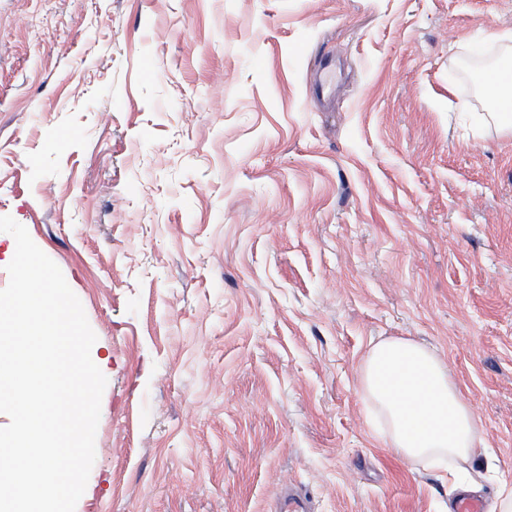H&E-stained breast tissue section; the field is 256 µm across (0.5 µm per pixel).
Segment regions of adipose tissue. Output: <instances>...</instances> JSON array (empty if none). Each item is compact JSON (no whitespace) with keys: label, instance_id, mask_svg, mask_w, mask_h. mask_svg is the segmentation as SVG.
I'll use <instances>...</instances> for the list:
<instances>
[{"label":"adipose tissue","instance_id":"ef3b65f1","mask_svg":"<svg viewBox=\"0 0 512 512\" xmlns=\"http://www.w3.org/2000/svg\"><path fill=\"white\" fill-rule=\"evenodd\" d=\"M498 76H486L484 92L500 102L495 118L512 127V54H505ZM360 382L372 415L382 417L391 447L405 458L436 466L469 462L480 425L452 381L444 361L427 347L403 338L371 345L360 368Z\"/></svg>","mask_w":512,"mask_h":512}]
</instances>
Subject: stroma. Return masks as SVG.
Returning <instances> with one entry per match:
<instances>
[{"label": "stroma", "instance_id": "stroma-1", "mask_svg": "<svg viewBox=\"0 0 512 512\" xmlns=\"http://www.w3.org/2000/svg\"><path fill=\"white\" fill-rule=\"evenodd\" d=\"M512 0H0V216L107 385L75 512H451L512 480ZM445 359L458 476L370 420L371 343ZM495 75L488 74L484 81V93L490 99L500 101V112L494 113L501 128L511 129L512 127V80L503 81L508 75H512V54L511 51L505 54L500 60L499 67L494 71ZM504 73V74H503ZM500 74V75H499ZM495 76V78H493Z\"/></svg>", "mask_w": 512, "mask_h": 512}]
</instances>
